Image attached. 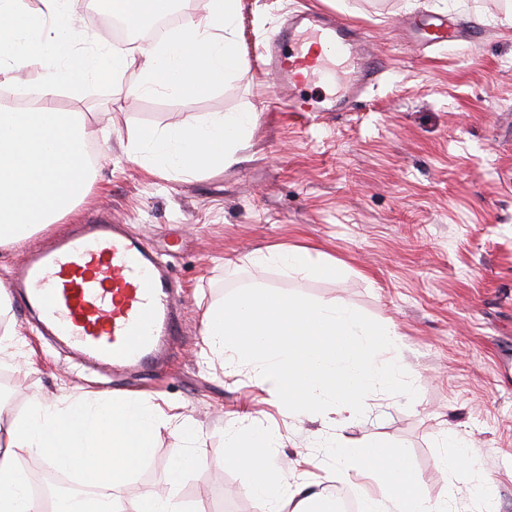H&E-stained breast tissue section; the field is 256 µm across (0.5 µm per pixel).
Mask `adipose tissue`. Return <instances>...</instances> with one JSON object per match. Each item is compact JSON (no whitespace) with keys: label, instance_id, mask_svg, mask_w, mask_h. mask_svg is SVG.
<instances>
[{"label":"adipose tissue","instance_id":"adipose-tissue-1","mask_svg":"<svg viewBox=\"0 0 512 512\" xmlns=\"http://www.w3.org/2000/svg\"><path fill=\"white\" fill-rule=\"evenodd\" d=\"M30 10L26 0H0V75L8 82L26 74L22 92L31 104L0 103V249L25 246L48 225L63 221L88 195L96 167L86 155L97 132L81 112L58 109L59 90L82 98L86 89L137 69V94L162 92L172 97L203 96L239 78L242 61L236 35L240 0H204L165 40L147 48L90 49L88 30L67 10V0H41ZM255 114L227 112L164 129L139 128L128 153L148 172L172 171L186 176L234 164L240 142ZM255 264L275 262L286 275L316 278L325 271L308 250L273 245L255 251ZM176 442L168 485L197 466L184 441L190 431L179 414L149 406L136 398H99L63 394L34 399L12 419L0 444V512H44L19 467L21 455L35 453L63 472L99 486L121 484L140 463L161 431ZM228 463L247 469L259 512L270 504L291 512H311L322 498L312 484H285L274 468L263 431L229 432ZM358 474L370 481L358 512H447V498H431L407 463L405 449L385 443L353 446L338 440L328 478L344 484ZM71 512H182L173 495L151 492L130 503L100 493L78 501Z\"/></svg>","mask_w":512,"mask_h":512}]
</instances>
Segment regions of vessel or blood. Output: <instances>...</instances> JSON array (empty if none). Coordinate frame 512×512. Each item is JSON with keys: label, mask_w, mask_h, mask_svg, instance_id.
Returning a JSON list of instances; mask_svg holds the SVG:
<instances>
[{"label": "vessel or blood", "mask_w": 512, "mask_h": 512, "mask_svg": "<svg viewBox=\"0 0 512 512\" xmlns=\"http://www.w3.org/2000/svg\"><path fill=\"white\" fill-rule=\"evenodd\" d=\"M413 42L423 48L459 39L447 17L411 22ZM267 67L291 111L310 112L301 97L300 69L314 74L330 58L352 73L344 98L356 97L381 69L366 37L340 18L303 12L267 52ZM41 331L62 338L79 360L112 372L157 370L170 356L180 330L177 288L167 266L140 237L122 225L100 221L33 249L10 285Z\"/></svg>", "instance_id": "1"}]
</instances>
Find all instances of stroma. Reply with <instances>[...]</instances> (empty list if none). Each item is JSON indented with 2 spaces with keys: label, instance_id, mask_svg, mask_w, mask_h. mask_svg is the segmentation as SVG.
Returning <instances> with one entry per match:
<instances>
[{
  "label": "stroma",
  "instance_id": "1",
  "mask_svg": "<svg viewBox=\"0 0 512 512\" xmlns=\"http://www.w3.org/2000/svg\"><path fill=\"white\" fill-rule=\"evenodd\" d=\"M307 8L362 27L382 64L344 111H288L261 65L265 43ZM422 15L449 16L469 37L419 48L406 26ZM237 31L245 74L208 95L132 98L139 76L129 70L83 99L56 96L57 108L85 113L99 131L97 181L69 222L110 218L161 253L179 284L181 333L167 370L114 374L77 363L8 302L25 344L0 356V420L62 393L177 405L200 461L177 489L188 512H258L251 473L226 462L235 416L239 429L273 436L288 482L322 475L336 437L373 440L407 449L450 512H512V0H241ZM245 109L255 121L233 165L150 176L127 154L140 127ZM275 244L336 266L314 279L254 266V251ZM246 285L341 300L395 327L417 398L372 392L347 423L338 411L290 412L202 340L208 307ZM449 430L475 448L471 482L438 463ZM172 446L161 432L114 498L161 486Z\"/></svg>",
  "mask_w": 512,
  "mask_h": 512
}]
</instances>
